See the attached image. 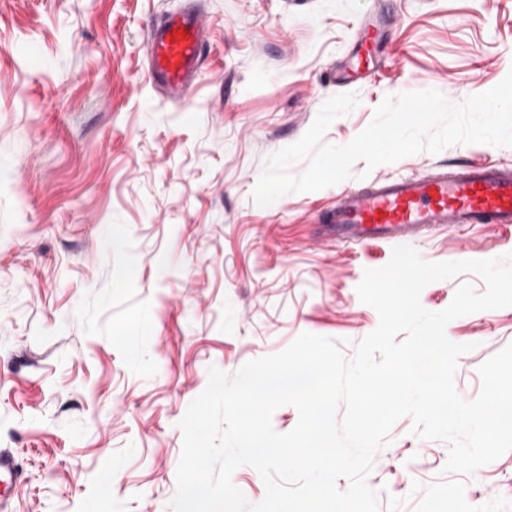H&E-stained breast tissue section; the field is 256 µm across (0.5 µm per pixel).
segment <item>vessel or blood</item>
I'll return each mask as SVG.
<instances>
[{"instance_id":"b4317fda","label":"vessel or blood","mask_w":512,"mask_h":512,"mask_svg":"<svg viewBox=\"0 0 512 512\" xmlns=\"http://www.w3.org/2000/svg\"><path fill=\"white\" fill-rule=\"evenodd\" d=\"M209 27L195 0H185L183 8L149 29L150 76L168 99L186 100L203 62ZM388 36V18L369 14L355 37L358 68L381 62ZM469 224L512 227V167L477 161L452 173L372 179L337 196L325 232L348 245L385 240L397 247L426 230L455 231ZM18 476L14 454L0 450L1 505L9 501Z\"/></svg>"}]
</instances>
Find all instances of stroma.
I'll return each mask as SVG.
<instances>
[{
    "instance_id": "obj_1",
    "label": "stroma",
    "mask_w": 512,
    "mask_h": 512,
    "mask_svg": "<svg viewBox=\"0 0 512 512\" xmlns=\"http://www.w3.org/2000/svg\"><path fill=\"white\" fill-rule=\"evenodd\" d=\"M181 0H0V448L20 482L5 512H166L179 427L208 369L232 372L301 333L345 340L379 323L356 287L390 247L327 241L321 224L353 177L252 192L266 158L298 141L331 96L359 104L324 135L345 145L386 95L459 102L512 70V0H390V57L338 84L377 0H200L210 16L192 111L146 71V35ZM512 167V147L456 145L381 164L423 175L471 161ZM429 262L512 253V230L428 231ZM146 334H137V326ZM472 344L454 376L475 399L479 367L512 343V307L446 327ZM402 417L368 477L381 512H512V451L473 475L444 473L448 446Z\"/></svg>"
}]
</instances>
